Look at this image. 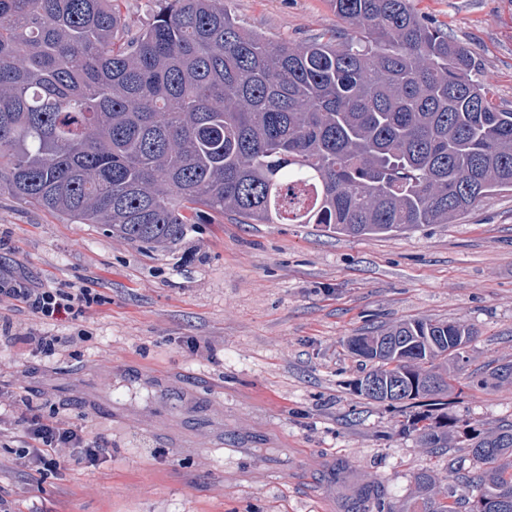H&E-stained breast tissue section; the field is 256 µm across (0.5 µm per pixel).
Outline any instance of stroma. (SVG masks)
<instances>
[{"instance_id":"35a3bbf8","label":"stroma","mask_w":512,"mask_h":512,"mask_svg":"<svg viewBox=\"0 0 512 512\" xmlns=\"http://www.w3.org/2000/svg\"><path fill=\"white\" fill-rule=\"evenodd\" d=\"M471 48L476 77L512 110V0H412ZM238 24L275 42L352 31L330 0H227ZM89 288L86 319L40 324L47 358L0 343V392L83 426L98 464L21 474L0 446V496L15 512H349L345 477L399 501L415 475L448 477L411 427L416 407L360 396L367 365L350 337L399 320L477 332L467 372L512 360V191L448 224L347 236L321 224L194 225L166 250L101 224H73L0 190V277ZM207 344L193 352L190 343ZM450 417L512 421V385L448 397Z\"/></svg>"}]
</instances>
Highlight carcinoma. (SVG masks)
<instances>
[{"label":"carcinoma","instance_id":"carcinoma-1","mask_svg":"<svg viewBox=\"0 0 512 512\" xmlns=\"http://www.w3.org/2000/svg\"><path fill=\"white\" fill-rule=\"evenodd\" d=\"M157 2L136 30L118 0H0L1 190L163 250L226 212L378 235L446 224L512 189V110L410 0H330L365 34L339 43L265 40L224 0ZM473 336L430 319L354 336L372 363L355 388L440 401ZM491 380L511 384L512 361L469 384ZM412 425L435 456L462 428L456 484L424 469L401 504L366 484L362 512H512V422Z\"/></svg>","mask_w":512,"mask_h":512}]
</instances>
